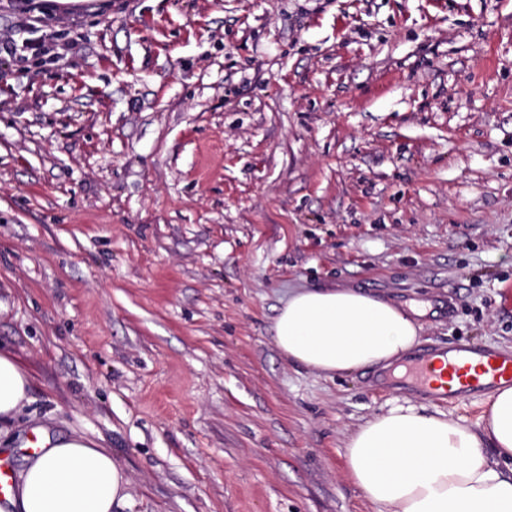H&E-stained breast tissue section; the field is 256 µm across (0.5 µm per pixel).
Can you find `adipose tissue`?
Segmentation results:
<instances>
[{
	"label": "adipose tissue",
	"instance_id": "ef3b65f1",
	"mask_svg": "<svg viewBox=\"0 0 512 512\" xmlns=\"http://www.w3.org/2000/svg\"><path fill=\"white\" fill-rule=\"evenodd\" d=\"M423 310L354 288L302 289L289 295L274 324V343L289 363L325 376L392 369L415 345ZM29 377L0 353V420L28 399ZM16 490L0 512H114L129 497V477L111 451L82 436L51 439L34 430ZM346 463L377 512H512V384L495 387L478 428L440 411L395 403L349 436Z\"/></svg>",
	"mask_w": 512,
	"mask_h": 512
}]
</instances>
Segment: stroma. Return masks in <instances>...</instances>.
Masks as SVG:
<instances>
[{
    "instance_id": "obj_1",
    "label": "stroma",
    "mask_w": 512,
    "mask_h": 512,
    "mask_svg": "<svg viewBox=\"0 0 512 512\" xmlns=\"http://www.w3.org/2000/svg\"><path fill=\"white\" fill-rule=\"evenodd\" d=\"M0 58V423L109 448L120 512H375L346 471L384 373L279 353L297 288L424 304L512 352V0H60ZM50 52L46 38L41 36L25 38L21 44L14 39L13 35L0 38V55L5 53L8 56H39ZM29 377L15 359L0 353V422L14 418L28 400Z\"/></svg>"
}]
</instances>
